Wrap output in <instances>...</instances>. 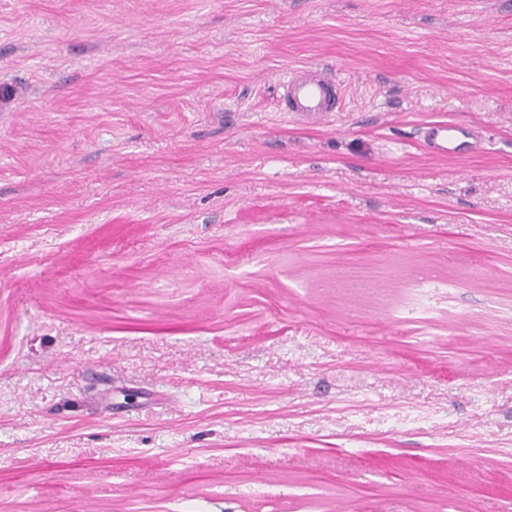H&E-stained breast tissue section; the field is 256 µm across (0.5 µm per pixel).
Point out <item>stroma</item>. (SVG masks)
<instances>
[{
	"label": "stroma",
	"instance_id": "obj_1",
	"mask_svg": "<svg viewBox=\"0 0 512 512\" xmlns=\"http://www.w3.org/2000/svg\"><path fill=\"white\" fill-rule=\"evenodd\" d=\"M0 512H512V0H0ZM279 87L280 110L296 121L317 124L341 108V82L323 68H295L279 80ZM421 137L428 153L448 160L471 154L481 138L471 127L452 120L426 123L422 126Z\"/></svg>",
	"mask_w": 512,
	"mask_h": 512
}]
</instances>
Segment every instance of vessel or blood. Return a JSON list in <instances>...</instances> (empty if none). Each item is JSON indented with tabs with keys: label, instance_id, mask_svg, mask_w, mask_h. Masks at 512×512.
Returning <instances> with one entry per match:
<instances>
[{
	"label": "vessel or blood",
	"instance_id": "1",
	"mask_svg": "<svg viewBox=\"0 0 512 512\" xmlns=\"http://www.w3.org/2000/svg\"><path fill=\"white\" fill-rule=\"evenodd\" d=\"M279 87L280 109L296 121L317 124L341 108L342 85L323 68H295L280 79ZM421 137L428 153L448 160L470 154L480 140L475 130L452 120L426 123Z\"/></svg>",
	"mask_w": 512,
	"mask_h": 512
}]
</instances>
